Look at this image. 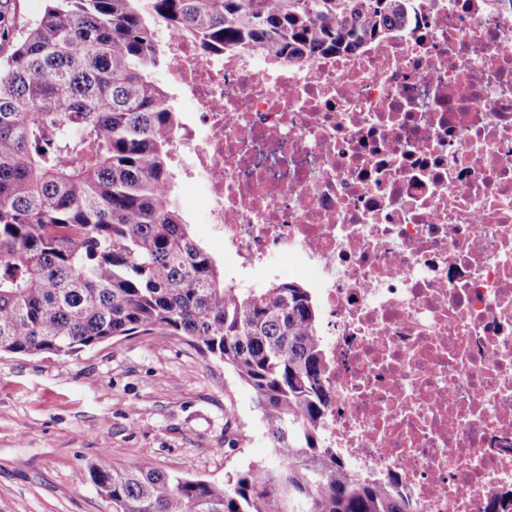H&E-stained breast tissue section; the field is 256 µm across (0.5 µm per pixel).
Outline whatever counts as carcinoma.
<instances>
[{
	"instance_id": "obj_1",
	"label": "carcinoma",
	"mask_w": 512,
	"mask_h": 512,
	"mask_svg": "<svg viewBox=\"0 0 512 512\" xmlns=\"http://www.w3.org/2000/svg\"><path fill=\"white\" fill-rule=\"evenodd\" d=\"M410 0H46L0 63V352L72 357L185 336L256 395L278 455L223 483L93 467L112 512H410L326 445L319 309L295 280L224 281L173 198L174 95L158 29L270 65L377 46Z\"/></svg>"
}]
</instances>
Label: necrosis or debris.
Listing matches in <instances>:
<instances>
[{
	"label": "necrosis or debris",
	"mask_w": 512,
	"mask_h": 512,
	"mask_svg": "<svg viewBox=\"0 0 512 512\" xmlns=\"http://www.w3.org/2000/svg\"><path fill=\"white\" fill-rule=\"evenodd\" d=\"M411 10L283 67L162 33L196 112L176 154L241 267L315 272L327 445L412 512H481L512 488V8Z\"/></svg>",
	"instance_id": "obj_1"
}]
</instances>
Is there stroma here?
Returning <instances> with one entry per match:
<instances>
[{"mask_svg": "<svg viewBox=\"0 0 512 512\" xmlns=\"http://www.w3.org/2000/svg\"><path fill=\"white\" fill-rule=\"evenodd\" d=\"M43 0H0V59ZM201 187L176 182L193 233L226 281L261 288L263 270L237 269L208 235ZM223 481L275 455L255 394L188 338L120 336L65 360L0 353V512H112L92 480L101 454Z\"/></svg>", "mask_w": 512, "mask_h": 512, "instance_id": "stroma-1", "label": "stroma"}]
</instances>
